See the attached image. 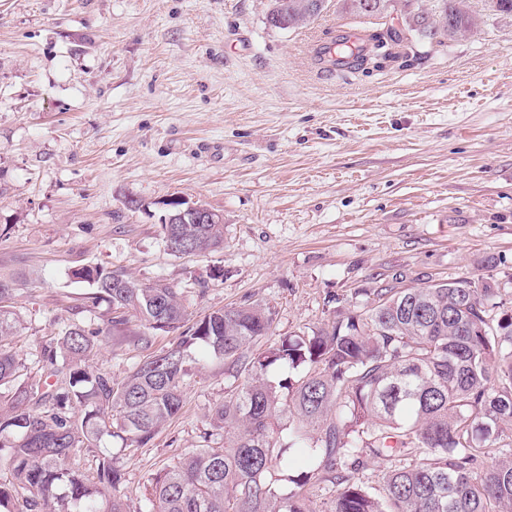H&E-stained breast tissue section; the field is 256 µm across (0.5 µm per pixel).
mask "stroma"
I'll use <instances>...</instances> for the list:
<instances>
[{
	"mask_svg": "<svg viewBox=\"0 0 512 512\" xmlns=\"http://www.w3.org/2000/svg\"><path fill=\"white\" fill-rule=\"evenodd\" d=\"M268 0H0V275L13 344L96 325L74 269L126 270L181 290L188 313L271 308L276 335L318 329L378 288L492 278L512 306V16L430 49L420 66L329 73L314 46L353 25L327 11L278 29ZM224 215V247L170 255L165 199ZM138 199L140 208L128 206ZM174 334L137 318L99 343L113 379ZM236 381L193 365L183 407L119 456L131 512L151 474L220 448L208 416Z\"/></svg>",
	"mask_w": 512,
	"mask_h": 512,
	"instance_id": "35a3bbf8",
	"label": "stroma"
}]
</instances>
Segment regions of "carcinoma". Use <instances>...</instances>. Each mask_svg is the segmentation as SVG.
I'll list each match as a JSON object with an SVG mask.
<instances>
[{
  "label": "carcinoma",
  "mask_w": 512,
  "mask_h": 512,
  "mask_svg": "<svg viewBox=\"0 0 512 512\" xmlns=\"http://www.w3.org/2000/svg\"><path fill=\"white\" fill-rule=\"evenodd\" d=\"M365 21L328 72L365 70L393 43L410 67L421 44L442 46L476 28L468 0H270L267 22L306 26L324 11ZM401 17L408 36L382 22ZM185 254L216 251L222 224H164ZM92 305L112 315L94 329L70 325L39 344L46 376L22 377L5 349L19 323L12 278L0 276V512H127L116 457L96 455L105 435L147 445L180 412L191 372L187 348L229 360L241 382L210 414L224 447L197 448L147 484L148 512H316L314 481L331 484L326 512H512V309L493 281L468 277L416 288H381L360 309L338 308L311 332L274 336L270 309L243 304L193 318L179 289L139 283L120 268L83 267ZM134 313L147 329L180 331L176 344L137 362L119 380L92 359L102 336ZM288 369L277 381L269 374ZM389 462L376 485L364 470ZM491 464H486V461Z\"/></svg>",
  "instance_id": "1"
}]
</instances>
